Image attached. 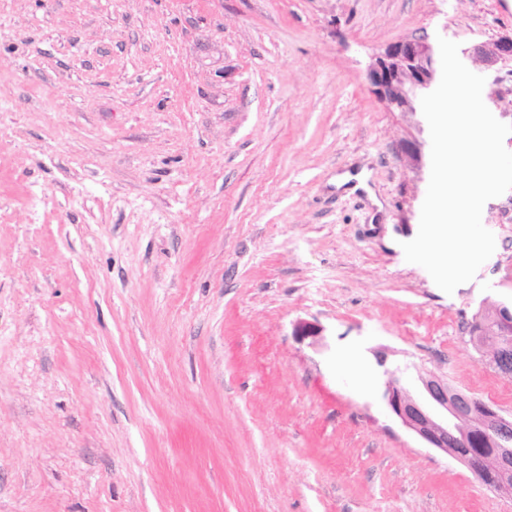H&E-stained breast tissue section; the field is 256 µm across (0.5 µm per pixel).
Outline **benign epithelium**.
I'll return each instance as SVG.
<instances>
[{
    "label": "benign epithelium",
    "mask_w": 512,
    "mask_h": 512,
    "mask_svg": "<svg viewBox=\"0 0 512 512\" xmlns=\"http://www.w3.org/2000/svg\"><path fill=\"white\" fill-rule=\"evenodd\" d=\"M473 56L485 66L512 59V34L481 42ZM368 80L378 99L390 108L413 109L414 100L429 93L438 78L436 51L425 35L389 43L369 65ZM497 326L483 346V362L504 378L512 377V305L486 306ZM293 335L313 346L322 328L299 321ZM384 399L390 416L418 441L449 455L487 479L492 492L512 498V414L448 382L435 371L417 375L418 388L403 380L404 370H386Z\"/></svg>",
    "instance_id": "obj_1"
}]
</instances>
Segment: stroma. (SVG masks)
Instances as JSON below:
<instances>
[{
  "mask_svg": "<svg viewBox=\"0 0 512 512\" xmlns=\"http://www.w3.org/2000/svg\"><path fill=\"white\" fill-rule=\"evenodd\" d=\"M511 32L512 0H0V512H512L372 354L512 412L466 333L512 303V190L446 294L401 248L428 123L367 80L441 36L512 124V60L468 54Z\"/></svg>",
  "mask_w": 512,
  "mask_h": 512,
  "instance_id": "stroma-1",
  "label": "stroma"
}]
</instances>
